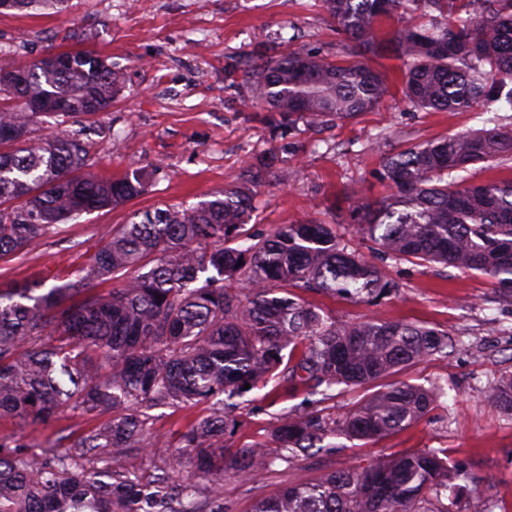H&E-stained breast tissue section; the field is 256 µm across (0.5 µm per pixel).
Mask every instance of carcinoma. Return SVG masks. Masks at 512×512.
<instances>
[{"label":"carcinoma","instance_id":"obj_1","mask_svg":"<svg viewBox=\"0 0 512 512\" xmlns=\"http://www.w3.org/2000/svg\"><path fill=\"white\" fill-rule=\"evenodd\" d=\"M66 0H11L10 8L60 9ZM344 55L295 48L275 59L229 56L224 79L247 78L248 96L288 124L349 120L382 104L387 77L369 58L401 61L405 106L422 112L512 111V0H319ZM399 25L382 42L375 27ZM0 50V259L38 244L57 225L143 194L151 173L116 178L87 171L93 119L112 107L120 76L90 51H63L60 67L27 66ZM43 123L38 146L28 145ZM69 121L80 136L54 128ZM412 145L387 155L394 193L357 198L350 221L395 260L438 263L487 275L512 299V177L472 182L506 169L512 126ZM251 170L223 197L132 215L103 238L92 263L45 293L39 283L0 289V418L34 424L76 412L99 421L43 444L0 436V512H224V474L263 477L280 461L336 456L347 441H371L428 414L438 383L386 385L392 373L458 344L437 328L401 321H343L291 289L373 302L386 274L348 251L330 224H287L262 238L246 230ZM119 281L106 294L96 283ZM236 283L229 288L227 284ZM53 344L45 346L43 340ZM308 403L276 418L269 440L236 447L234 412L247 390L274 373ZM382 387L344 412L321 404L346 390ZM512 415V375L484 391ZM203 405L176 450L151 433L152 411ZM149 468H125L129 456ZM483 484L438 449L351 460L312 481L282 488L251 512H458L463 484Z\"/></svg>","mask_w":512,"mask_h":512}]
</instances>
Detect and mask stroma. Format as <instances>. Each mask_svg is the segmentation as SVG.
Returning <instances> with one entry per match:
<instances>
[{
  "label": "stroma",
  "mask_w": 512,
  "mask_h": 512,
  "mask_svg": "<svg viewBox=\"0 0 512 512\" xmlns=\"http://www.w3.org/2000/svg\"><path fill=\"white\" fill-rule=\"evenodd\" d=\"M294 45L339 51L338 37L315 0H67L62 11H0V46L19 63L48 50L97 51L119 71L110 111L98 116L103 132L89 152L90 169L110 177L128 167L157 170L146 193L129 203L81 215L20 255L0 259V286L65 281L88 265L105 233L127 223L132 211L192 205L223 193L246 166L263 172L254 186L249 229L266 236L303 221L334 224L351 250L382 268L393 284L375 303H351L314 292L307 302L344 320L423 322L460 339L463 350L400 369L393 384L437 382L447 395L422 419L378 440L353 442L359 460L406 451L444 448L465 459L478 477L492 479L502 512H512V417L490 406L485 388L512 373V303L493 281L453 267L397 261L375 249L349 222L354 198H377L388 188L379 178L389 153L437 137L479 129L485 116L468 112L404 110L393 94L373 111L346 122L315 120L288 125L278 113L244 105V85L226 87L224 60L257 54L276 34ZM379 144L368 145L370 135ZM291 166L278 182L269 156ZM302 401L276 386L257 383L236 411L237 444L269 436L276 417ZM80 415L45 425L0 419V436L19 434L40 444L64 427L80 429ZM319 454L263 479H224V512H249L284 485L334 469Z\"/></svg>",
  "instance_id": "35a3bbf8"
}]
</instances>
